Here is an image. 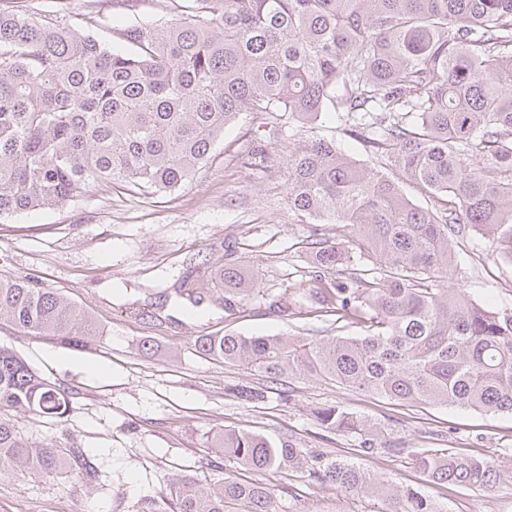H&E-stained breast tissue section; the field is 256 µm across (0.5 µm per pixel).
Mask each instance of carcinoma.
<instances>
[{"label":"carcinoma","mask_w":512,"mask_h":512,"mask_svg":"<svg viewBox=\"0 0 512 512\" xmlns=\"http://www.w3.org/2000/svg\"><path fill=\"white\" fill-rule=\"evenodd\" d=\"M108 46L49 25L31 2L0 8V220L57 208L122 180L182 188L224 129L270 118L241 163L266 174L275 152L288 172L289 210L340 224L343 241H311L312 290L359 336H199L196 350L264 378L237 396L260 403L285 374H316L394 405H451L512 414V308L490 310L441 286L456 270L454 241L477 234L512 266V0H183L179 18L112 28ZM344 112L380 164L313 133L277 146L282 127L318 128ZM471 157L474 163L466 162ZM397 170L394 178L384 167ZM417 185L430 205L405 194ZM224 312L259 293L224 264ZM69 343L96 335L92 319L52 288L0 274V322ZM72 396L0 347V412L67 417ZM312 415L354 438L344 453L292 438L226 428L214 447L234 473L204 486L179 479L175 512H278L268 472L296 474L349 494H384L361 457L405 455L442 491L503 482L495 461L463 448H401L377 423L340 405ZM70 474L89 486L79 448L33 446L0 416V476ZM385 512H444L418 488L389 494Z\"/></svg>","instance_id":"obj_1"}]
</instances>
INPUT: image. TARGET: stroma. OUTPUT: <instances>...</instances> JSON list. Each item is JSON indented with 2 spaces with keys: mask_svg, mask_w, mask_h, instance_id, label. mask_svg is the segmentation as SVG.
<instances>
[{
  "mask_svg": "<svg viewBox=\"0 0 512 512\" xmlns=\"http://www.w3.org/2000/svg\"><path fill=\"white\" fill-rule=\"evenodd\" d=\"M43 16L103 41L127 14L113 0H40ZM263 123L244 116L216 142L208 165L181 189L152 193L116 181L61 208L0 221V274L30 278L60 291L98 325L83 348L54 336H30L0 323V347L17 351L49 382L73 392L67 421L13 414L35 445L82 448L99 470L91 486L67 474L0 476V512H172L177 479L202 484L224 476L214 433L235 428L272 439L293 437L307 448H346V437L323 431L312 411L341 405L367 416L387 438L409 448H470L497 460L506 476L492 489L439 497L443 512H512V415L455 406L399 407L335 382L301 374L291 395L269 392L260 404L232 395L261 383L243 366L196 352L194 340L215 331L317 336L334 316L286 318L271 301L294 303L315 288L306 256L311 227L288 209L287 173L272 158L258 177L237 160ZM458 266L448 278L473 300L512 308V267L496 264L487 241L467 236L454 245ZM234 262L252 273L260 292L235 314L224 312L219 271ZM201 288L200 315L167 298L182 282ZM152 320H145V313ZM285 512H381V500L311 486L269 474Z\"/></svg>",
  "mask_w": 512,
  "mask_h": 512,
  "instance_id": "1",
  "label": "stroma"
}]
</instances>
